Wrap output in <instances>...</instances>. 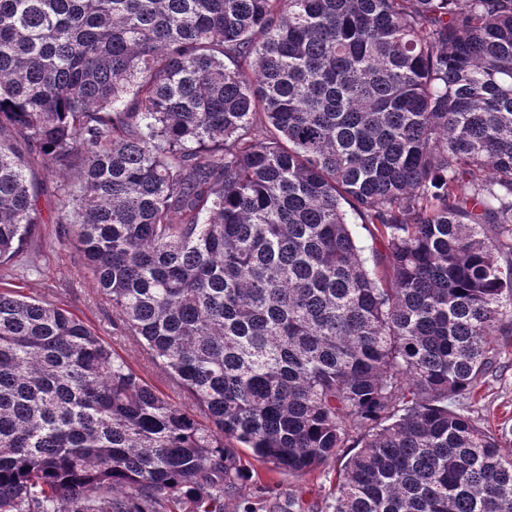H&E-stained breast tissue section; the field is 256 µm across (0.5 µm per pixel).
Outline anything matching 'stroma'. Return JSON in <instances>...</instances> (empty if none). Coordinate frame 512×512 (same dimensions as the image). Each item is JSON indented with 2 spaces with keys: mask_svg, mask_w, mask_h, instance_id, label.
I'll return each mask as SVG.
<instances>
[{
  "mask_svg": "<svg viewBox=\"0 0 512 512\" xmlns=\"http://www.w3.org/2000/svg\"><path fill=\"white\" fill-rule=\"evenodd\" d=\"M55 206L54 185L51 180H44L39 199L44 222L25 249L36 268L26 272L18 266H0V286L70 310L147 382L172 401L185 403V395L169 385L163 367L113 326L111 302L93 288L92 275L74 246L56 234ZM496 342L503 370L486 378L468 406L478 425L492 430L505 423L512 425V335L497 337ZM248 467L253 473L249 492L255 512H288L292 502L301 512H330L329 490L336 482L337 464L302 478L270 470L254 458L249 459Z\"/></svg>",
  "mask_w": 512,
  "mask_h": 512,
  "instance_id": "stroma-1",
  "label": "stroma"
}]
</instances>
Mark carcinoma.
<instances>
[{
    "label": "carcinoma",
    "instance_id": "1",
    "mask_svg": "<svg viewBox=\"0 0 512 512\" xmlns=\"http://www.w3.org/2000/svg\"><path fill=\"white\" fill-rule=\"evenodd\" d=\"M34 165L211 425L0 289V512H224L238 449L348 447L332 512H512L464 410L512 332V0H0V265Z\"/></svg>",
    "mask_w": 512,
    "mask_h": 512
}]
</instances>
